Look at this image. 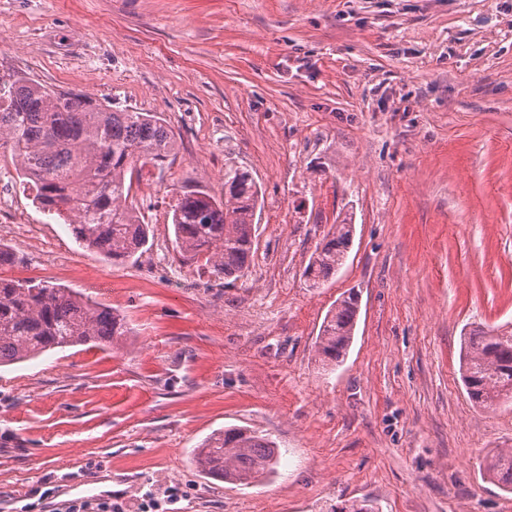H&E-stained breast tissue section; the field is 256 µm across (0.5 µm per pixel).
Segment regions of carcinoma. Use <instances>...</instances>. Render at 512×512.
Segmentation results:
<instances>
[{"label": "carcinoma", "instance_id": "obj_1", "mask_svg": "<svg viewBox=\"0 0 512 512\" xmlns=\"http://www.w3.org/2000/svg\"><path fill=\"white\" fill-rule=\"evenodd\" d=\"M176 139L158 112L112 111L98 101L58 92L25 77L0 76V149L35 187L42 211L70 218L75 238L114 262L133 258L149 242V225L128 204L133 174L174 155ZM261 190L251 172L224 171V198L203 187L179 193L171 224L186 259L203 258L210 274L236 281L250 266ZM354 234L348 219L332 225L302 276L318 288L336 275ZM358 293L350 290L326 314L315 342L322 365L340 363L356 326ZM129 333L122 317L66 288L0 279V366L56 348L118 345ZM461 378L469 397L495 409L512 401V329H473L461 346ZM205 474L248 485L280 463L274 442L241 427L210 436L195 450ZM487 470L512 494V449L492 456Z\"/></svg>", "mask_w": 512, "mask_h": 512}]
</instances>
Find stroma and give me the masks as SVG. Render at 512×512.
I'll use <instances>...</instances> for the list:
<instances>
[{
  "label": "stroma",
  "instance_id": "stroma-1",
  "mask_svg": "<svg viewBox=\"0 0 512 512\" xmlns=\"http://www.w3.org/2000/svg\"><path fill=\"white\" fill-rule=\"evenodd\" d=\"M0 76L159 112L177 150L130 201L150 226L112 263L44 214L8 154L0 278L44 281L124 317L120 348L0 366V512H85L143 497L171 512H512L487 458L512 404L460 378L465 332L512 325V0H0ZM261 187L256 245L226 284L180 261L182 188ZM350 218L343 267L303 270ZM360 312L342 363L315 352L334 303ZM235 426L276 473L234 485L194 450Z\"/></svg>",
  "mask_w": 512,
  "mask_h": 512
}]
</instances>
